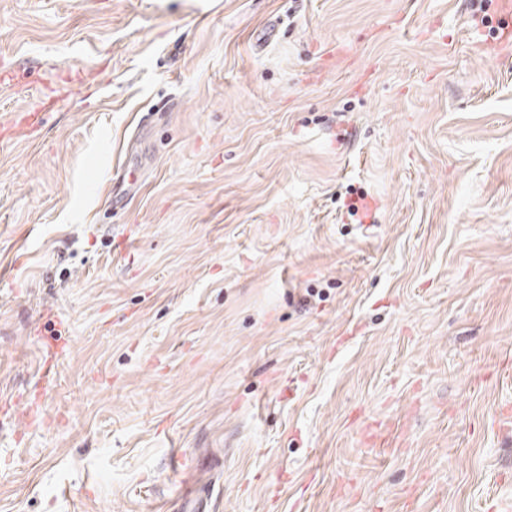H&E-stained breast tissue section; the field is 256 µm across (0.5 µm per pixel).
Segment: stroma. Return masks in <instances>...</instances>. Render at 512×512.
Masks as SVG:
<instances>
[{
    "mask_svg": "<svg viewBox=\"0 0 512 512\" xmlns=\"http://www.w3.org/2000/svg\"><path fill=\"white\" fill-rule=\"evenodd\" d=\"M497 22L0 0V512H512Z\"/></svg>",
    "mask_w": 512,
    "mask_h": 512,
    "instance_id": "stroma-1",
    "label": "stroma"
}]
</instances>
